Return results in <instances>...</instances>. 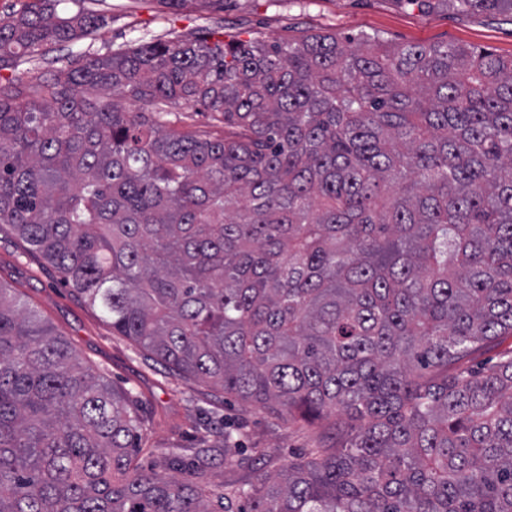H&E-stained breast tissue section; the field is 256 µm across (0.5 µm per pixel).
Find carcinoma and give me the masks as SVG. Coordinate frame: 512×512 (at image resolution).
<instances>
[{
    "label": "carcinoma",
    "mask_w": 512,
    "mask_h": 512,
    "mask_svg": "<svg viewBox=\"0 0 512 512\" xmlns=\"http://www.w3.org/2000/svg\"><path fill=\"white\" fill-rule=\"evenodd\" d=\"M0 15V69L93 35ZM203 109L224 135L160 122ZM0 224L176 375L328 418L236 512H512V59L158 41L0 85ZM128 393L0 284V512H217L134 464Z\"/></svg>",
    "instance_id": "carcinoma-1"
}]
</instances>
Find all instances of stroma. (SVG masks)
I'll list each match as a JSON object with an SVG mask.
<instances>
[{"instance_id": "35a3bbf8", "label": "stroma", "mask_w": 512, "mask_h": 512, "mask_svg": "<svg viewBox=\"0 0 512 512\" xmlns=\"http://www.w3.org/2000/svg\"><path fill=\"white\" fill-rule=\"evenodd\" d=\"M104 22L88 39L0 70V84L30 70L63 69L82 55L158 40L256 38L269 44L302 34L378 36L392 45L463 43L512 58V10L448 7L444 0H90ZM0 284L13 288L75 350L84 366L131 393L142 426L144 468L169 478L197 475L207 493L255 481L309 459L322 422L292 421L260 405L173 375L126 337L0 224Z\"/></svg>"}]
</instances>
